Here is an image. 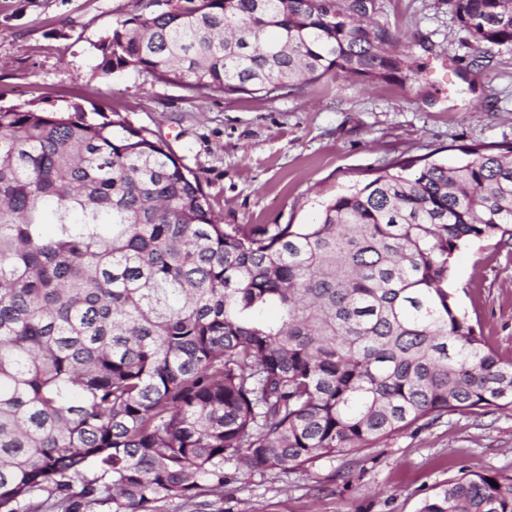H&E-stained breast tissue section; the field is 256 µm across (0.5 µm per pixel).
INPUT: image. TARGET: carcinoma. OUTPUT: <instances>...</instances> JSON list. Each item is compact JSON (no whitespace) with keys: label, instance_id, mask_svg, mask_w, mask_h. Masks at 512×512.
I'll use <instances>...</instances> for the list:
<instances>
[{"label":"carcinoma","instance_id":"1","mask_svg":"<svg viewBox=\"0 0 512 512\" xmlns=\"http://www.w3.org/2000/svg\"><path fill=\"white\" fill-rule=\"evenodd\" d=\"M476 47L512 0H448ZM98 46L224 94L403 65L379 0H152ZM379 170L312 224H220L160 140L79 109L0 107V512H157L420 422L512 411V359L458 307L451 260L512 239V143ZM418 512H512L465 474Z\"/></svg>","mask_w":512,"mask_h":512}]
</instances>
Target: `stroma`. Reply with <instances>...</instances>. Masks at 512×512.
<instances>
[{"mask_svg": "<svg viewBox=\"0 0 512 512\" xmlns=\"http://www.w3.org/2000/svg\"><path fill=\"white\" fill-rule=\"evenodd\" d=\"M411 69L390 82L333 76L273 95H224L132 68L101 77V39L149 0H0V104L103 108L162 140L197 174L223 224H309L322 202L403 160L462 161L512 143V46H475L448 0H381ZM451 288L492 348L512 358V240L452 259ZM466 473H512V412H459L357 455L272 478L237 471L204 512H417Z\"/></svg>", "mask_w": 512, "mask_h": 512, "instance_id": "stroma-1", "label": "stroma"}]
</instances>
